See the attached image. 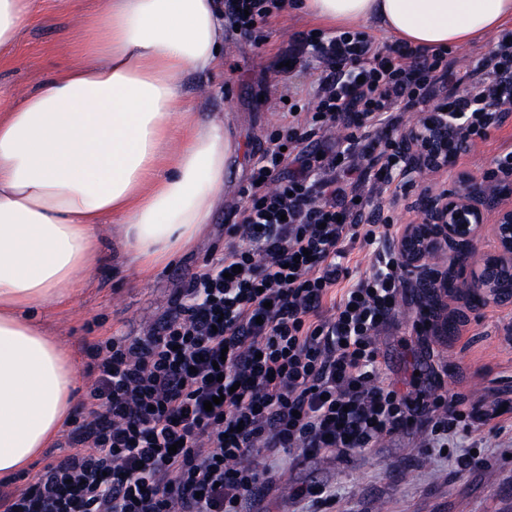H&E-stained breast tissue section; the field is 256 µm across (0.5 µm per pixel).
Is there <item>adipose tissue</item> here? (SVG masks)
<instances>
[{"label":"adipose tissue","mask_w":512,"mask_h":512,"mask_svg":"<svg viewBox=\"0 0 512 512\" xmlns=\"http://www.w3.org/2000/svg\"><path fill=\"white\" fill-rule=\"evenodd\" d=\"M36 0H0V52ZM333 27L376 22L421 50L490 38L512 0H297ZM221 0H98L70 62L0 114V477L49 448L73 409L75 362L28 315L74 296L115 224L139 272L189 249L236 146L220 115L188 111L176 79L224 65Z\"/></svg>","instance_id":"obj_1"}]
</instances>
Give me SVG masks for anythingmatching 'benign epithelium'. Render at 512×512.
Returning a JSON list of instances; mask_svg holds the SVG:
<instances>
[{
    "label": "benign epithelium",
    "mask_w": 512,
    "mask_h": 512,
    "mask_svg": "<svg viewBox=\"0 0 512 512\" xmlns=\"http://www.w3.org/2000/svg\"><path fill=\"white\" fill-rule=\"evenodd\" d=\"M442 118V140H448V133L455 134L453 148L460 152L466 141L458 134L452 122V115L439 112ZM405 160L403 174L415 177L419 163L413 154L412 144L398 139L397 144ZM418 209L422 222L408 225L392 242L393 249L402 253L413 265L412 287L416 301L425 305L435 300V289L450 288L453 285L452 272H443L428 265L429 257L442 248L451 251L450 263L460 271L470 268L473 275L471 304L484 307L489 303L511 306L512 293L505 295L491 291V285L504 275H512V210L498 209L496 200L490 196L484 181L475 178L470 181L466 195L452 193L435 195L421 200ZM494 211L493 223L486 222V214ZM489 241L493 249L482 253L479 262L474 257L480 245Z\"/></svg>",
    "instance_id": "benign-epithelium-1"
}]
</instances>
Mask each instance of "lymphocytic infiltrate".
<instances>
[{
	"label": "lymphocytic infiltrate",
	"mask_w": 512,
	"mask_h": 512,
	"mask_svg": "<svg viewBox=\"0 0 512 512\" xmlns=\"http://www.w3.org/2000/svg\"><path fill=\"white\" fill-rule=\"evenodd\" d=\"M276 7L224 0L246 35ZM309 52L321 68L312 102L289 108L254 165L235 223L242 244L190 277L152 335L89 342L92 383L69 454L0 492V512H243L280 473L249 466L261 452L343 458L411 429L440 449L489 425L512 432V415L494 423L457 395L414 403L378 383L377 337L396 326L407 268L389 247L398 228L376 214L403 160L389 142L358 152L414 107L422 117L406 136L439 172L448 155L433 145L430 100L449 85L468 144L488 140L512 116V35L481 54L464 89L443 54L400 45L384 55L361 32L298 34L286 59ZM318 135L330 137L326 151L303 155ZM357 243L374 263L354 277L346 259Z\"/></svg>",
	"instance_id": "lymphocytic-infiltrate-1"
}]
</instances>
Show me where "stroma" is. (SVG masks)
I'll list each match as a JSON object with an SVG mask.
<instances>
[{
  "instance_id": "stroma-1",
  "label": "stroma",
  "mask_w": 512,
  "mask_h": 512,
  "mask_svg": "<svg viewBox=\"0 0 512 512\" xmlns=\"http://www.w3.org/2000/svg\"><path fill=\"white\" fill-rule=\"evenodd\" d=\"M97 0H39L34 17L14 48L0 58V87L29 90L52 66L65 60L82 33L81 16L95 10ZM314 21L282 10L263 24L257 36L224 31V68L212 74L185 73L177 86L184 106L202 114L220 112L238 144L224 176V199L204 234L189 250L140 275L117 259L120 245L107 237L105 262L82 275V288L62 305L31 309L30 315L48 335L87 364L88 342L107 336L151 335L173 305L190 276L225 247L235 243L230 226L244 205L242 188L257 158L289 104L308 102L320 74L316 60L292 72L278 63L295 34L315 29ZM512 145V117L455 158L439 173H421L414 180L394 178L389 193L396 199L390 215L398 228L419 223L418 199L451 190L465 194L466 181L483 177L491 159ZM470 277L458 274L454 286L439 295L438 333L425 331L428 319L414 293L400 299L399 329L379 336L382 377L410 395L457 394L482 411L493 402L512 405V306L472 307ZM442 454L421 448L416 435L400 434L378 447L339 459L317 456L298 464L284 463L277 484L246 505L247 512H306L295 489L325 486L336 491L345 512H512V437L485 432L480 442L458 435ZM484 457L482 467L462 471L454 457L470 451Z\"/></svg>"
}]
</instances>
